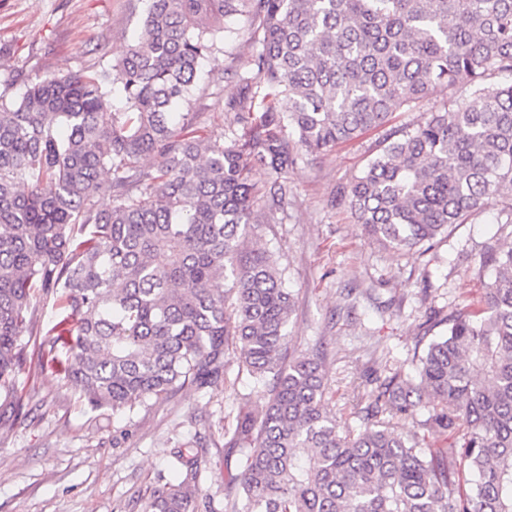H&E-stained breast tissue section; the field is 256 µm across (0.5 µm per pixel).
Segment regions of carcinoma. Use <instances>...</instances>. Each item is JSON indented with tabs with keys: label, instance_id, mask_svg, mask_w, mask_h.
I'll return each instance as SVG.
<instances>
[{
	"label": "carcinoma",
	"instance_id": "obj_1",
	"mask_svg": "<svg viewBox=\"0 0 512 512\" xmlns=\"http://www.w3.org/2000/svg\"><path fill=\"white\" fill-rule=\"evenodd\" d=\"M141 31L112 70L52 76L0 95V398L33 335V291L65 315L51 366L112 413L185 387H213L234 357L268 391L241 407L227 442L241 469L224 512H512V243L489 244L479 306L442 322L416 364L368 395L343 433L323 406L318 354L288 347L294 296L260 245L288 206L303 156L385 126L434 94L451 101L415 129H391L342 191L364 233L397 250L431 245L490 201L512 212V0H143ZM254 29L249 69L231 70L230 136L188 129L200 64L228 22ZM123 102L109 110L112 94ZM270 171L251 182L254 167ZM112 205L100 209L96 197ZM459 431L421 447L389 419ZM143 512H198L200 461L181 450ZM469 472L474 479L460 482Z\"/></svg>",
	"mask_w": 512,
	"mask_h": 512
}]
</instances>
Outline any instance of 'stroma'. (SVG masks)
<instances>
[{
    "mask_svg": "<svg viewBox=\"0 0 512 512\" xmlns=\"http://www.w3.org/2000/svg\"><path fill=\"white\" fill-rule=\"evenodd\" d=\"M140 12L139 0H0V94L15 99L49 76L111 68ZM253 49L249 23L236 21L226 50L205 63L192 105L197 134L222 140L224 103L238 91L229 70L245 66ZM381 139L370 132L299 163L281 222L264 227L295 297L291 351H320L326 410L351 433L363 423L357 403L392 372L413 373L417 355L445 333L444 317L482 296L485 245L512 236L494 201L427 251L368 239L339 197ZM227 373L216 389L188 386L126 418L91 409L75 382L29 360L17 380L20 412L0 408V512H141L183 448L201 457L200 502L222 505L241 460L224 433L241 406L259 411L268 399L237 362Z\"/></svg>",
    "mask_w": 512,
    "mask_h": 512,
    "instance_id": "1",
    "label": "stroma"
}]
</instances>
